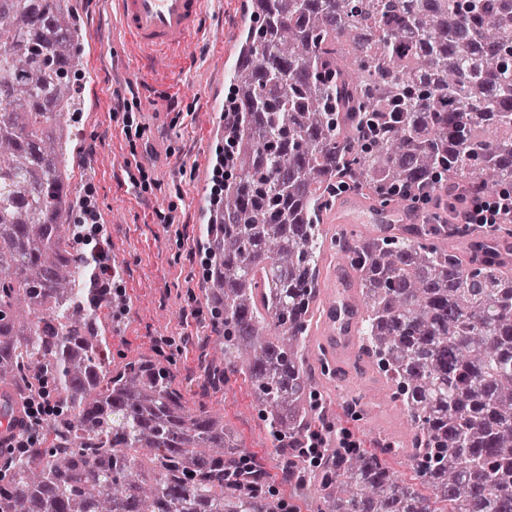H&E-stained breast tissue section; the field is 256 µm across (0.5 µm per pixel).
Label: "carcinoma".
I'll return each mask as SVG.
<instances>
[{
  "instance_id": "obj_1",
  "label": "carcinoma",
  "mask_w": 512,
  "mask_h": 512,
  "mask_svg": "<svg viewBox=\"0 0 512 512\" xmlns=\"http://www.w3.org/2000/svg\"><path fill=\"white\" fill-rule=\"evenodd\" d=\"M0 0V383L52 382L67 413L0 461V512H282L238 467L224 417L192 410L160 355L110 369L91 261L66 224L61 120L79 111L69 0ZM243 27L241 163L224 222L203 227L218 363L248 374L282 471L316 512H512V225L412 224L343 249L321 229L345 183L409 211L512 187V0H259ZM376 135L361 139L362 128ZM356 275L362 340L414 430L421 493L398 452L325 442L309 331L326 250Z\"/></svg>"
}]
</instances>
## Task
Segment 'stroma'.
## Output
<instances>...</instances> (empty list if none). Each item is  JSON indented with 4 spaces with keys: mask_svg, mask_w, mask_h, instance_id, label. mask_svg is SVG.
<instances>
[{
    "mask_svg": "<svg viewBox=\"0 0 512 512\" xmlns=\"http://www.w3.org/2000/svg\"><path fill=\"white\" fill-rule=\"evenodd\" d=\"M71 2L85 44L78 77L84 107L73 115L80 133L70 187L76 198L94 199L97 221L108 227L106 250L121 266L117 284L125 305L100 312L112 362L158 348L178 351L170 368L173 387L189 406L223 415L288 512H310L304 495L281 477L249 382L216 373L211 364L222 329L202 296L210 262L198 243L199 214L224 198L214 176L224 144L207 142L206 135L215 89L238 50L244 24L239 0H224L223 15L209 17L222 46L201 41L192 66L171 69L143 66L118 28L112 0ZM129 89L135 94L131 111H113V91ZM386 386L372 355L360 348L335 377L320 378L316 394L331 402L338 437L369 450L395 442L407 418L394 406L374 405L369 419L361 420L348 399L355 392L371 398Z\"/></svg>",
    "mask_w": 512,
    "mask_h": 512,
    "instance_id": "35a3bbf8",
    "label": "stroma"
}]
</instances>
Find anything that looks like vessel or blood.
I'll return each instance as SVG.
<instances>
[{"mask_svg":"<svg viewBox=\"0 0 512 512\" xmlns=\"http://www.w3.org/2000/svg\"><path fill=\"white\" fill-rule=\"evenodd\" d=\"M120 27L145 50L147 60L176 65L190 50L193 39L207 26V0H113ZM321 342L335 349L338 358L355 356L356 316L350 307L327 304ZM21 402L8 390H0V446L9 445L22 430Z\"/></svg>","mask_w":512,"mask_h":512,"instance_id":"b4317fda","label":"vessel or blood"}]
</instances>
